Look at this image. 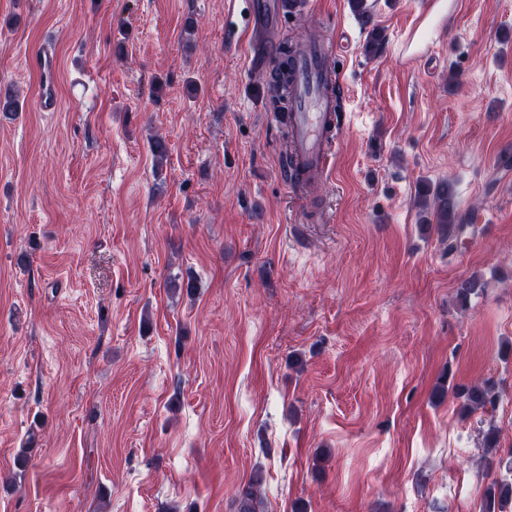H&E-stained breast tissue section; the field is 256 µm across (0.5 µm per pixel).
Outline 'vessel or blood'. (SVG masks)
<instances>
[{
  "instance_id": "b4317fda",
  "label": "vessel or blood",
  "mask_w": 512,
  "mask_h": 512,
  "mask_svg": "<svg viewBox=\"0 0 512 512\" xmlns=\"http://www.w3.org/2000/svg\"><path fill=\"white\" fill-rule=\"evenodd\" d=\"M238 0H225L224 41L243 46L247 66L261 70L276 56L275 45L282 23L290 15L287 0H245V11H236ZM336 41L310 42L293 72L295 108L291 114L289 152L301 177L290 180L293 189L325 182L336 155V138L343 130L340 109L343 84L334 66ZM29 69L39 74L41 110L55 111L57 60L50 47L34 49L26 58Z\"/></svg>"
}]
</instances>
